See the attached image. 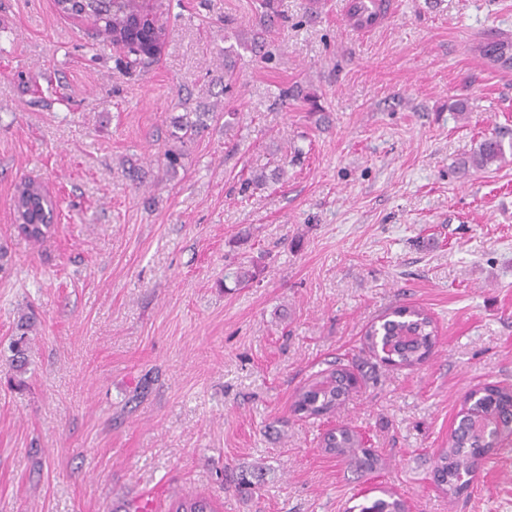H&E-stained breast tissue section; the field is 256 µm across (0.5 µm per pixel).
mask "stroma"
Returning a JSON list of instances; mask_svg holds the SVG:
<instances>
[{"instance_id":"35a3bbf8","label":"stroma","mask_w":512,"mask_h":512,"mask_svg":"<svg viewBox=\"0 0 512 512\" xmlns=\"http://www.w3.org/2000/svg\"><path fill=\"white\" fill-rule=\"evenodd\" d=\"M259 3L152 0L161 49L134 71L55 0H0V342L34 317L24 386L0 357V512H169L188 492L217 512L386 492L413 512H512V447L456 495L431 476L465 394L512 387V72L473 50L512 36V0H395L363 34L341 0H277L266 62L238 45ZM189 112L212 118L164 173ZM491 136L504 160L470 166ZM24 176L58 204L39 244L11 212ZM399 305L437 326L414 367L360 349ZM336 360L358 389L295 416L296 388ZM341 425L372 473L320 447Z\"/></svg>"}]
</instances>
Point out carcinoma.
<instances>
[{
	"label": "carcinoma",
	"mask_w": 512,
	"mask_h": 512,
	"mask_svg": "<svg viewBox=\"0 0 512 512\" xmlns=\"http://www.w3.org/2000/svg\"><path fill=\"white\" fill-rule=\"evenodd\" d=\"M60 12L93 18L96 35L101 40H116L128 46L134 59L127 62L132 68L144 67L154 56L152 46L161 38V33L147 29L137 23V0H56ZM512 51V39L497 38L477 44L479 53L491 64H496L495 53ZM203 126V120L181 123L171 133L175 145L163 153V170L169 172L181 165L183 152L180 145L193 139ZM504 147L495 138L484 139L476 154L475 163L482 167L501 160ZM57 203L44 186L30 178L22 177L15 184L11 198L14 222L19 234L34 243L42 242L53 228ZM31 323H17V334L10 341L8 361L12 370L21 375L26 371L28 335ZM437 327L432 315L416 306L397 307L380 318V323L371 325L363 337V348L380 356V361L394 366L414 367L424 362L436 344ZM350 370L344 365L324 371L308 383L296 389L291 411L304 418H319L336 412L348 397L346 382ZM478 397L464 413L465 431L448 438V449L439 453L434 471L448 480V490L460 479L459 468L465 466V474L477 472L480 462L464 463L455 449L473 434L475 426L492 418L503 437V444L512 445V392L488 383L477 391ZM328 454L366 470L375 466L377 459L361 447L356 433L346 426L328 431L321 441ZM359 512H395L397 502L391 498H377L357 505ZM172 512H214L210 499L199 495H184L172 505Z\"/></svg>",
	"instance_id": "cac0c4a2"
}]
</instances>
